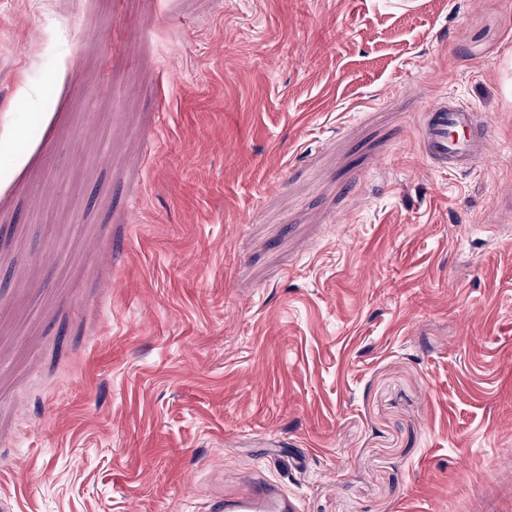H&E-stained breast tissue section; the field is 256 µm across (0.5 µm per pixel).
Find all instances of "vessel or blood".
Returning <instances> with one entry per match:
<instances>
[{"label": "vessel or blood", "instance_id": "vessel-or-blood-1", "mask_svg": "<svg viewBox=\"0 0 512 512\" xmlns=\"http://www.w3.org/2000/svg\"><path fill=\"white\" fill-rule=\"evenodd\" d=\"M419 139L425 158L436 168L458 173L486 160L491 132L487 119L470 104L432 101L419 114ZM288 502L271 483L253 478L238 497L215 501L212 512H286Z\"/></svg>", "mask_w": 512, "mask_h": 512}]
</instances>
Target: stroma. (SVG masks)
<instances>
[{
  "label": "stroma",
  "instance_id": "35a3bbf8",
  "mask_svg": "<svg viewBox=\"0 0 512 512\" xmlns=\"http://www.w3.org/2000/svg\"><path fill=\"white\" fill-rule=\"evenodd\" d=\"M510 198L512 0H0V501L512 512ZM418 131L425 158L438 169L467 173L488 156V120L470 104L452 99L426 104ZM212 512H283L288 511V500L271 483L260 478L248 481L247 489L238 497L215 501Z\"/></svg>",
  "mask_w": 512,
  "mask_h": 512
}]
</instances>
